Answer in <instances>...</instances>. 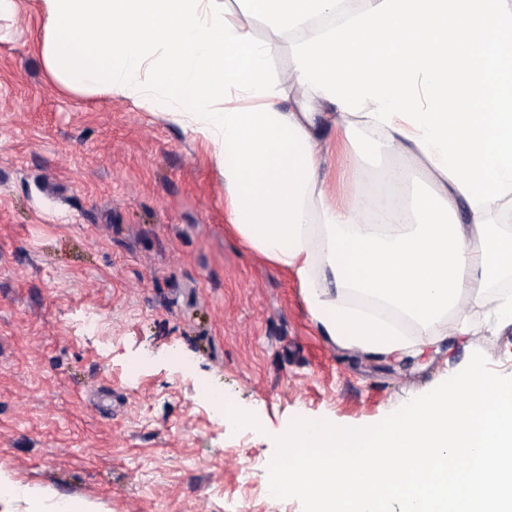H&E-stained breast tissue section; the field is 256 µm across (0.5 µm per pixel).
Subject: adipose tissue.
Returning a JSON list of instances; mask_svg holds the SVG:
<instances>
[{
    "mask_svg": "<svg viewBox=\"0 0 512 512\" xmlns=\"http://www.w3.org/2000/svg\"><path fill=\"white\" fill-rule=\"evenodd\" d=\"M40 0L42 57L74 92L121 94L208 145L228 229L292 273L321 335L373 357L417 354L473 309L512 324V0ZM270 32L254 35L256 22ZM296 32L295 63L271 68ZM299 96L283 98L284 89ZM374 132L429 187L370 223L369 184L335 200L327 130ZM360 292L417 328L350 306ZM0 512H100L0 470Z\"/></svg>",
    "mask_w": 512,
    "mask_h": 512,
    "instance_id": "1",
    "label": "adipose tissue"
}]
</instances>
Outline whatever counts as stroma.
Returning <instances> with one entry per match:
<instances>
[{
  "mask_svg": "<svg viewBox=\"0 0 512 512\" xmlns=\"http://www.w3.org/2000/svg\"><path fill=\"white\" fill-rule=\"evenodd\" d=\"M17 5L0 41V469L106 512H302L266 492L293 414L380 420L476 351L512 372V326L482 314L402 359L321 336L292 274L227 232L205 143L131 98L64 88L39 0ZM345 152L340 186L394 161L379 136Z\"/></svg>",
  "mask_w": 512,
  "mask_h": 512,
  "instance_id": "1",
  "label": "stroma"
}]
</instances>
